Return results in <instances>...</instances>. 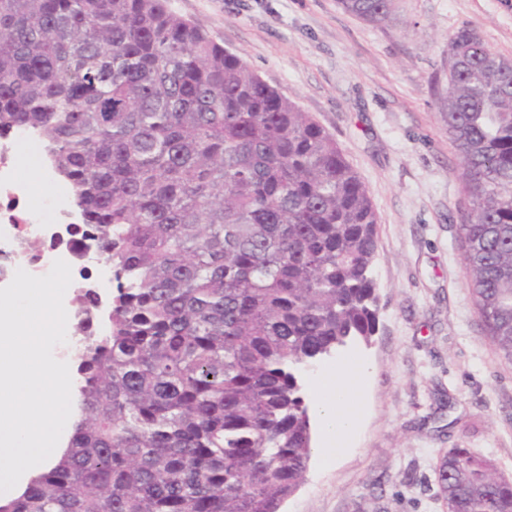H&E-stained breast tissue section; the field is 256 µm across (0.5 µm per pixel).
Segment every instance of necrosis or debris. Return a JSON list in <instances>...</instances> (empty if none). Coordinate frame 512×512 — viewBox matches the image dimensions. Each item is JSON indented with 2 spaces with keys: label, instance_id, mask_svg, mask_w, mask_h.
I'll use <instances>...</instances> for the list:
<instances>
[{
  "label": "necrosis or debris",
  "instance_id": "obj_1",
  "mask_svg": "<svg viewBox=\"0 0 512 512\" xmlns=\"http://www.w3.org/2000/svg\"><path fill=\"white\" fill-rule=\"evenodd\" d=\"M34 162L30 136L21 131L0 136V287L19 269L46 275L58 259L70 264L72 285L80 284L82 269L91 268L101 277L100 287H107L110 280L101 254L90 253L81 265L76 262L73 227L79 216L67 190L53 182L35 189L25 173Z\"/></svg>",
  "mask_w": 512,
  "mask_h": 512
}]
</instances>
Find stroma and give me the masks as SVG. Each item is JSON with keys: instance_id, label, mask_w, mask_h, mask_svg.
I'll list each match as a JSON object with an SVG mask.
<instances>
[{"instance_id": "obj_1", "label": "stroma", "mask_w": 512, "mask_h": 512, "mask_svg": "<svg viewBox=\"0 0 512 512\" xmlns=\"http://www.w3.org/2000/svg\"><path fill=\"white\" fill-rule=\"evenodd\" d=\"M171 5L335 138L378 216V331L305 374L367 369L358 424L337 462L313 455L282 512H447L437 468L451 448L512 481V362L480 334L456 233L469 202L437 108L459 29L512 59V0H395L378 23L338 0Z\"/></svg>"}]
</instances>
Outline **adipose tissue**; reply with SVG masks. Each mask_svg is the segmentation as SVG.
<instances>
[{
	"instance_id": "obj_1",
	"label": "adipose tissue",
	"mask_w": 512,
	"mask_h": 512,
	"mask_svg": "<svg viewBox=\"0 0 512 512\" xmlns=\"http://www.w3.org/2000/svg\"><path fill=\"white\" fill-rule=\"evenodd\" d=\"M362 378L359 369L340 367L335 374L314 383L324 398L321 407L323 429L333 442H341L356 426L358 414L352 395Z\"/></svg>"
}]
</instances>
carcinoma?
I'll return each mask as SVG.
<instances>
[{
	"mask_svg": "<svg viewBox=\"0 0 512 512\" xmlns=\"http://www.w3.org/2000/svg\"><path fill=\"white\" fill-rule=\"evenodd\" d=\"M448 64L458 246L512 361V59L462 28ZM10 129L71 186L112 291L75 295L78 419L0 512H280L312 456L297 373L377 328V216L334 138L168 0H0ZM439 479L448 512H512V482L466 448Z\"/></svg>",
	"mask_w": 512,
	"mask_h": 512,
	"instance_id": "obj_1",
	"label": "carcinoma"
}]
</instances>
